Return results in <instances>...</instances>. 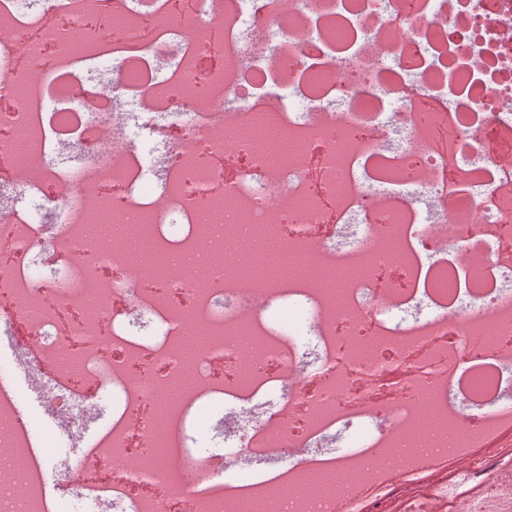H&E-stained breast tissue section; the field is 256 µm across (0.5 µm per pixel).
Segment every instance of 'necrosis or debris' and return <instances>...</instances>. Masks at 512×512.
<instances>
[{
  "label": "necrosis or debris",
  "instance_id": "necrosis-or-debris-1",
  "mask_svg": "<svg viewBox=\"0 0 512 512\" xmlns=\"http://www.w3.org/2000/svg\"><path fill=\"white\" fill-rule=\"evenodd\" d=\"M168 8V0H93L84 9L72 0H0L11 32L28 37L22 61L11 33L0 31V101L13 77L38 87L23 108H0V132L20 124L37 134L24 178L0 167V330L23 353L14 367L32 375L68 431L103 395L112 398L109 429L76 459L21 473L0 460V512H51L43 489L57 476L98 512H224L269 483L372 457L412 419L424 388L444 413L482 432L512 415V0H190L156 25ZM115 10L135 21L103 30L93 55L111 67L95 78L57 46ZM338 23L350 35L342 47L327 38ZM132 67L139 83L125 80ZM317 69L327 75L319 84L310 79ZM256 110L304 139L306 154L272 171L240 145L225 174L222 134ZM340 137L353 145L341 157ZM55 152L71 155L75 168L51 164ZM151 177L157 187L143 194ZM91 179L129 223L150 216L156 243L175 262L209 264V292L173 277L145 282L94 242H78ZM340 182L348 187L341 197ZM20 191L36 208L16 202ZM303 195L316 200L305 215L291 206ZM223 197L243 202L252 226L292 245L313 243L327 265L372 254L343 319L327 314L303 280L229 284L216 257L237 215L218 214L207 246L198 244L201 213ZM392 234L404 263L377 247ZM436 267L460 276L455 295L426 288ZM95 279L110 295L90 328L79 301ZM293 304L304 306L302 319L271 321L272 310ZM182 313L223 343L197 361L199 383L175 408L163 461L142 468L137 459L154 448V391L178 367ZM492 313L499 340L490 347L464 323ZM242 319L266 344L244 382L229 336ZM358 338L375 346L371 359L353 360ZM61 350L69 368L55 363ZM468 366L489 373L480 395L462 389ZM207 401L231 411L224 447L194 454L189 421ZM361 424L368 430L357 446H333ZM106 451L114 464L104 469L97 459ZM244 463L274 471L229 479ZM163 480L183 494L152 498ZM200 483L209 487L202 497Z\"/></svg>",
  "mask_w": 512,
  "mask_h": 512
}]
</instances>
